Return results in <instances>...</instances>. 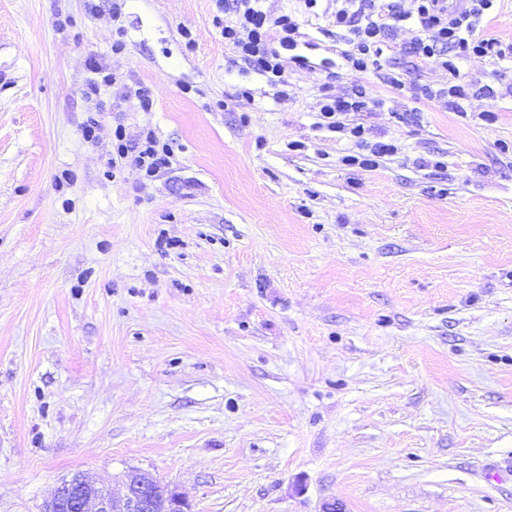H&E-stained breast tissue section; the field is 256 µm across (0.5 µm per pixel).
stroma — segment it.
<instances>
[{
  "label": "stroma",
  "instance_id": "stroma-1",
  "mask_svg": "<svg viewBox=\"0 0 512 512\" xmlns=\"http://www.w3.org/2000/svg\"><path fill=\"white\" fill-rule=\"evenodd\" d=\"M97 3L0 0V512L131 469L191 512H512V57L458 59V105L411 24L392 88L327 0H262L303 32L281 85L233 7ZM355 83L344 122L396 147L372 168L319 123ZM119 125L167 167L113 164Z\"/></svg>",
  "mask_w": 512,
  "mask_h": 512
}]
</instances>
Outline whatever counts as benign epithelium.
<instances>
[{"mask_svg": "<svg viewBox=\"0 0 512 512\" xmlns=\"http://www.w3.org/2000/svg\"><path fill=\"white\" fill-rule=\"evenodd\" d=\"M123 483L124 494L114 497L87 476L77 474L57 487L44 512H190L180 493L147 471L129 470Z\"/></svg>", "mask_w": 512, "mask_h": 512, "instance_id": "benign-epithelium-1", "label": "benign epithelium"}]
</instances>
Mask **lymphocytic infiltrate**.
Here are the masks:
<instances>
[{
    "label": "lymphocytic infiltrate",
    "instance_id": "lymphocytic-infiltrate-1",
    "mask_svg": "<svg viewBox=\"0 0 512 512\" xmlns=\"http://www.w3.org/2000/svg\"><path fill=\"white\" fill-rule=\"evenodd\" d=\"M260 0H236V19L223 28L224 39L232 44L248 70L283 78L281 50H293L301 38L300 24L295 16L284 14L268 20L259 5ZM496 0H463L459 9L448 7V0H335L331 14L346 48L342 52L348 68L354 73L370 70L380 72L389 86H399L393 73L383 71L380 60L390 50L397 23H412L416 35L409 46L414 57L437 60L448 73L447 96L466 99L469 87L460 80L454 61L448 60L447 50H457L459 56L501 59L507 52L503 42L492 34L487 25ZM368 103L362 86L352 84L341 97L327 98L320 116L328 128L348 132L357 152L347 156L348 164L371 168L378 157L392 153L394 145L369 142L363 126H345L340 117L347 112L366 111ZM117 160L127 163L145 176H155L167 166L169 150L161 145L154 133H146L131 141L123 128L114 131Z\"/></svg>",
    "mask_w": 512,
    "mask_h": 512
}]
</instances>
